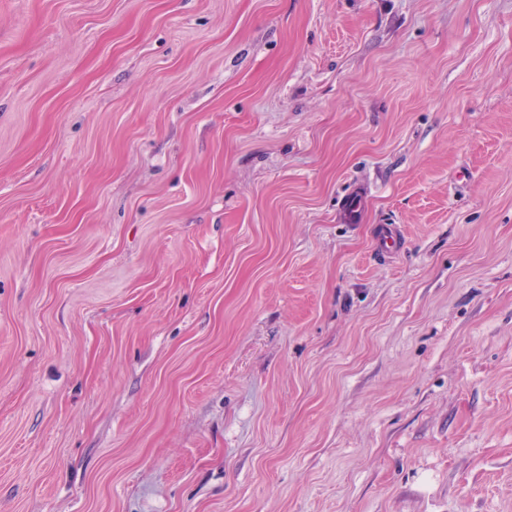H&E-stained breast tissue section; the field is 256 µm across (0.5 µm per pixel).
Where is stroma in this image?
I'll return each instance as SVG.
<instances>
[{
    "label": "stroma",
    "mask_w": 512,
    "mask_h": 512,
    "mask_svg": "<svg viewBox=\"0 0 512 512\" xmlns=\"http://www.w3.org/2000/svg\"><path fill=\"white\" fill-rule=\"evenodd\" d=\"M0 512H512V0H0Z\"/></svg>",
    "instance_id": "stroma-1"
}]
</instances>
